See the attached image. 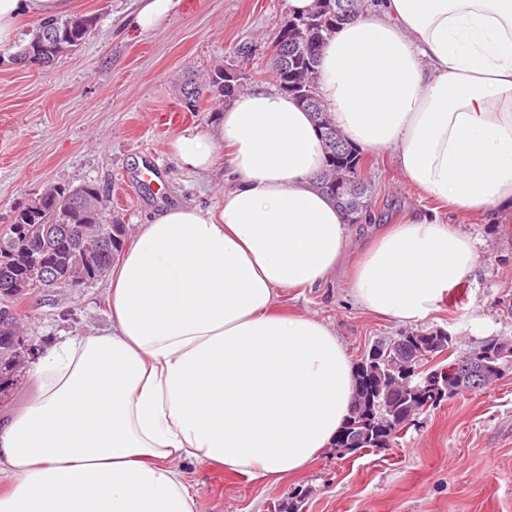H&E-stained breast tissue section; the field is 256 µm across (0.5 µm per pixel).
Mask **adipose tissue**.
<instances>
[{
    "mask_svg": "<svg viewBox=\"0 0 512 512\" xmlns=\"http://www.w3.org/2000/svg\"><path fill=\"white\" fill-rule=\"evenodd\" d=\"M362 2L320 57L336 128L359 149L394 151L405 180L456 214L512 212V0ZM70 9L0 0V46L22 19ZM223 148V207H168L138 225L107 288L110 330L56 342L33 396L0 419V512H196L180 462L277 484L335 439L356 387L347 348L324 320L274 310L283 293L329 282L352 244L312 184L322 142L266 84L170 144L202 174ZM476 264L467 234L409 214L373 236L350 293L416 324Z\"/></svg>",
    "mask_w": 512,
    "mask_h": 512,
    "instance_id": "ef3b65f1",
    "label": "adipose tissue"
}]
</instances>
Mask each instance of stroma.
<instances>
[{"mask_svg": "<svg viewBox=\"0 0 512 512\" xmlns=\"http://www.w3.org/2000/svg\"><path fill=\"white\" fill-rule=\"evenodd\" d=\"M139 0H74L95 17L82 48L46 68L15 65L0 48V229L52 184L94 183L109 193L128 228L162 208L219 206L224 171L182 169L169 151L184 129L215 126L222 104L200 111L180 104L190 70L245 66L255 86L272 80V40L288 19L286 0H179L166 23L149 31L128 21ZM372 223L351 225L352 256L370 235L411 211L435 207L401 175L393 151L365 154ZM479 241L475 273L452 288L439 310L416 326L360 310L348 269L302 295L284 293L279 310L333 324L353 362L376 339L442 328L453 353L512 341V217L468 224ZM107 280L52 290L17 304L36 353L63 337L108 330ZM197 512H512V361L498 380L444 399L415 415L387 448L340 455L326 450L302 474L271 485L205 465H186Z\"/></svg>", "mask_w": 512, "mask_h": 512, "instance_id": "35a3bbf8", "label": "stroma"}]
</instances>
